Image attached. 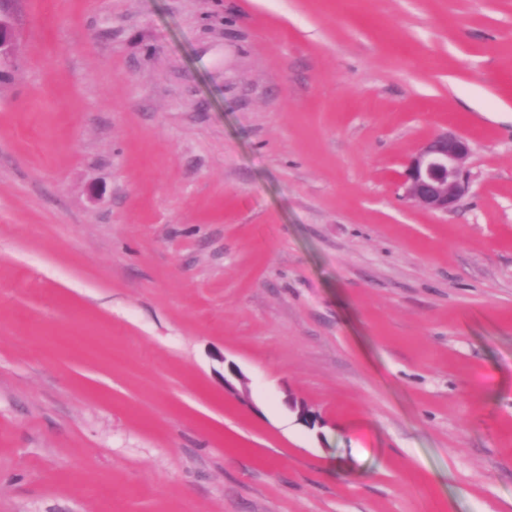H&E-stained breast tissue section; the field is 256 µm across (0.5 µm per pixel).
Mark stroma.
Returning a JSON list of instances; mask_svg holds the SVG:
<instances>
[{
    "instance_id": "stroma-1",
    "label": "stroma",
    "mask_w": 512,
    "mask_h": 512,
    "mask_svg": "<svg viewBox=\"0 0 512 512\" xmlns=\"http://www.w3.org/2000/svg\"><path fill=\"white\" fill-rule=\"evenodd\" d=\"M12 16L0 512H512V0ZM470 153L471 142L461 134L446 130L429 137L406 163L405 197L434 213L452 211L468 187L464 162Z\"/></svg>"
}]
</instances>
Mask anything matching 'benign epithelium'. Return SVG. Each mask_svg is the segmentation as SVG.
<instances>
[{
	"label": "benign epithelium",
	"instance_id": "1",
	"mask_svg": "<svg viewBox=\"0 0 512 512\" xmlns=\"http://www.w3.org/2000/svg\"><path fill=\"white\" fill-rule=\"evenodd\" d=\"M7 0H0V66L11 62L13 31L1 17ZM471 153L470 140L454 132L429 137L407 161L404 172L405 197L434 213L453 210L468 187L465 160Z\"/></svg>",
	"mask_w": 512,
	"mask_h": 512
}]
</instances>
